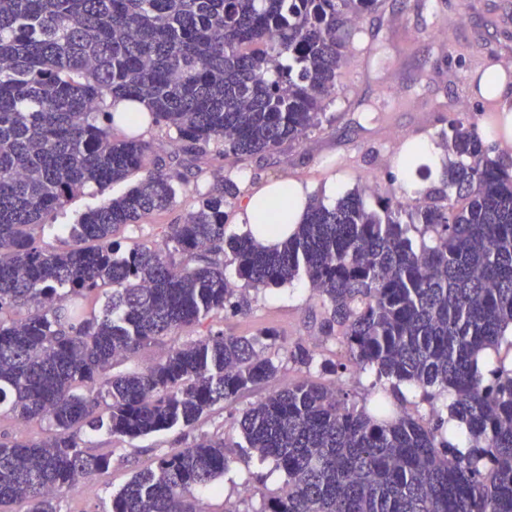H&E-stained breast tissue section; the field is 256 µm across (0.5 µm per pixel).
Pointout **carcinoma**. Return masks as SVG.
Returning <instances> with one entry per match:
<instances>
[{
  "label": "carcinoma",
  "instance_id": "carcinoma-1",
  "mask_svg": "<svg viewBox=\"0 0 512 512\" xmlns=\"http://www.w3.org/2000/svg\"><path fill=\"white\" fill-rule=\"evenodd\" d=\"M378 0H0V312L32 302L23 319L0 317V414L45 422L38 441L0 443V508L60 512L79 479L110 466L81 434L130 440L179 428L192 437L137 470L109 512H205L193 496L229 469L222 437L193 435L218 403H233L277 372L257 337L222 331L170 349L147 370L113 373L118 359L169 332L244 305V286L304 279L323 308L322 337L338 340L340 378L370 372L389 386L372 409L343 385L304 378L272 388L239 421L245 451L286 475L252 512H512V364L485 376L484 355L512 347V173L488 157L479 132L441 133L445 190L389 199L381 211L355 189L329 207L309 198L303 223L264 245L226 235L224 205L241 195L223 176L198 192L161 246L114 235L176 203L183 179L147 169L150 146L118 126L112 98L144 102L176 149L258 155L299 143L341 92L347 42ZM145 172L118 197L81 213L77 245L49 250L36 230L86 186ZM432 244H416L411 230ZM101 293V315L81 301ZM288 361L316 362L300 336ZM421 391L428 417L411 413L401 386ZM454 394L451 404L439 400ZM465 426L462 454L444 430Z\"/></svg>",
  "mask_w": 512,
  "mask_h": 512
}]
</instances>
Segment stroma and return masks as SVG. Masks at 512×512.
Here are the masks:
<instances>
[{
    "label": "stroma",
    "instance_id": "1",
    "mask_svg": "<svg viewBox=\"0 0 512 512\" xmlns=\"http://www.w3.org/2000/svg\"><path fill=\"white\" fill-rule=\"evenodd\" d=\"M512 64V0H382L378 10L366 15L349 37V56L342 70V90L329 105L326 122L298 144L284 145L273 153L221 156L215 152L184 159L164 129L148 128L149 162L169 173L182 174L186 183L174 206L125 228L117 236L121 247L132 243H161L167 225L182 223L197 200L198 186L214 177L232 174L242 191L250 192L265 182L288 179L300 182L310 195L326 205L373 177L366 192L368 208L379 209L397 189L390 163L410 142L425 138L437 141L451 122L478 128L487 144L495 132L480 124L474 110L472 75L489 62ZM125 184L106 190L88 185L62 213L53 218L54 229L38 233L47 249H67L73 244L65 226L75 216L104 200L120 195ZM248 304L238 312L224 311L204 325L180 328L161 341L141 348L132 359L135 368L153 365L173 347L200 338L207 331L253 336L260 330L275 331L279 340L270 354L279 370L272 384L242 391L230 405L217 404L197 425L201 434L224 437L230 449V472L219 481L218 493H203L209 512H224L225 504L239 512H252L263 498L280 488L286 477L269 465L241 456L239 440L242 413L263 399L271 387H284L306 376L307 371L288 362V344L299 336L315 339L319 358L345 361L346 350L338 341L317 335L321 308L301 280L279 287L247 290ZM86 448L107 453L111 465L81 485L60 503L61 512H106L113 492L134 470L156 457L183 448L180 430L162 431L134 440L100 431L85 434ZM249 482V496H242V482Z\"/></svg>",
    "mask_w": 512,
    "mask_h": 512
}]
</instances>
